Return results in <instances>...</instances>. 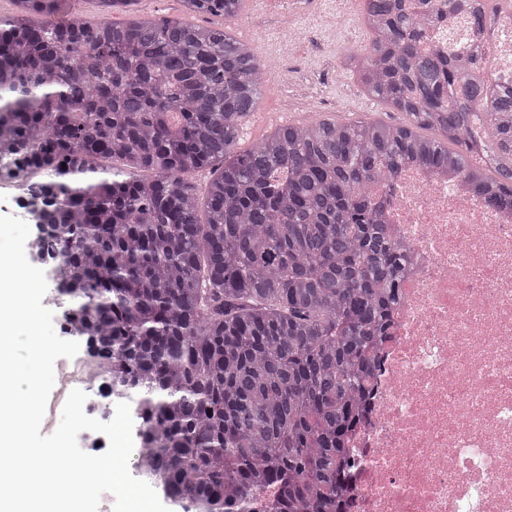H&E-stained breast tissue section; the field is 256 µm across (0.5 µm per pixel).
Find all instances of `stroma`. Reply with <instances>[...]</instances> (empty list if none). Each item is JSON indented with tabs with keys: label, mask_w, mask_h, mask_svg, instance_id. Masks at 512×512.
Wrapping results in <instances>:
<instances>
[{
	"label": "stroma",
	"mask_w": 512,
	"mask_h": 512,
	"mask_svg": "<svg viewBox=\"0 0 512 512\" xmlns=\"http://www.w3.org/2000/svg\"><path fill=\"white\" fill-rule=\"evenodd\" d=\"M334 6L335 0H320L313 7L308 0H295L294 21L300 37L294 41L278 22L285 9L282 0H248L246 9L229 23L220 16H190L193 24L230 26L262 62L276 70L262 84L261 109L245 125L239 150L251 148L276 126L306 124L324 116L342 123L405 124L404 114L368 97L350 72L330 66L333 56L360 51L369 39L364 29L354 36L328 31L322 15Z\"/></svg>",
	"instance_id": "obj_1"
}]
</instances>
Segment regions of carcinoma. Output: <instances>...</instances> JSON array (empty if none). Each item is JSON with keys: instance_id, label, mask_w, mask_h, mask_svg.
Returning <instances> with one entry per match:
<instances>
[{"instance_id": "1", "label": "carcinoma", "mask_w": 512, "mask_h": 512, "mask_svg": "<svg viewBox=\"0 0 512 512\" xmlns=\"http://www.w3.org/2000/svg\"><path fill=\"white\" fill-rule=\"evenodd\" d=\"M12 2L0 173L28 198L66 333L135 404L144 474L183 512H348L400 271L372 187L453 169L512 210V84L425 48L406 0H364L372 40L347 70L408 123L288 124L238 152L264 65L228 27L109 19L138 0H99L97 22ZM180 2L228 24L244 0ZM500 3L448 8L482 28Z\"/></svg>"}]
</instances>
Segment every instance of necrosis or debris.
<instances>
[{
  "instance_id": "1",
  "label": "necrosis or debris",
  "mask_w": 512,
  "mask_h": 512,
  "mask_svg": "<svg viewBox=\"0 0 512 512\" xmlns=\"http://www.w3.org/2000/svg\"><path fill=\"white\" fill-rule=\"evenodd\" d=\"M469 39L465 18L442 17L427 45L460 55ZM478 41L495 79L512 82V8ZM383 212L403 256L400 303L351 443L350 512H512V211L409 166ZM105 377L84 357L60 363L47 415L79 388L85 412L110 421Z\"/></svg>"
}]
</instances>
